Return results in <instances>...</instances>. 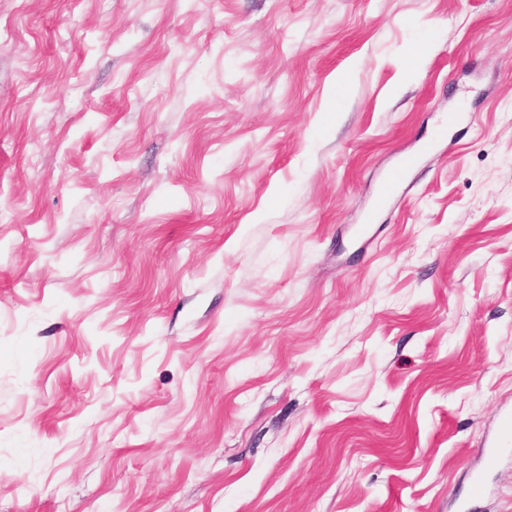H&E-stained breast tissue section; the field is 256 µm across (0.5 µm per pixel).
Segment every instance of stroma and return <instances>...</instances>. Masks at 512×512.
Masks as SVG:
<instances>
[{"mask_svg": "<svg viewBox=\"0 0 512 512\" xmlns=\"http://www.w3.org/2000/svg\"><path fill=\"white\" fill-rule=\"evenodd\" d=\"M510 406L512 0H0V512H512ZM510 445L512 446V410H505L500 416L494 447L483 455V468L494 469L499 462L500 449L509 448Z\"/></svg>", "mask_w": 512, "mask_h": 512, "instance_id": "obj_1", "label": "stroma"}]
</instances>
